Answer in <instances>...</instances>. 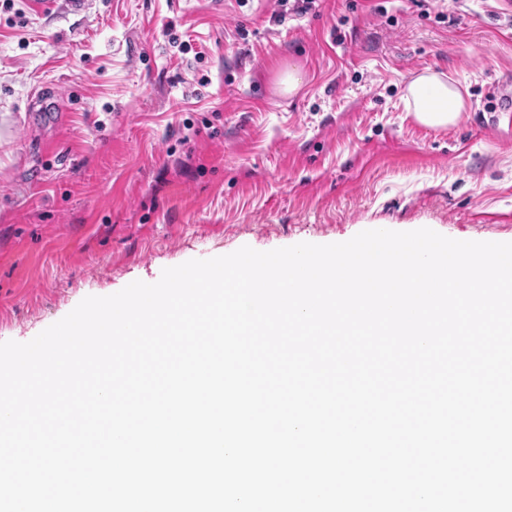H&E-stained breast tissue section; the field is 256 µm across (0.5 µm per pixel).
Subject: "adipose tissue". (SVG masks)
<instances>
[{
  "mask_svg": "<svg viewBox=\"0 0 512 512\" xmlns=\"http://www.w3.org/2000/svg\"><path fill=\"white\" fill-rule=\"evenodd\" d=\"M405 101L416 120L431 128L454 124L465 108L461 90L434 73L413 79L406 88Z\"/></svg>",
  "mask_w": 512,
  "mask_h": 512,
  "instance_id": "obj_1",
  "label": "adipose tissue"
}]
</instances>
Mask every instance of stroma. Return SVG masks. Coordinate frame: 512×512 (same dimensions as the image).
<instances>
[{"instance_id": "35a3bbf8", "label": "stroma", "mask_w": 512, "mask_h": 512, "mask_svg": "<svg viewBox=\"0 0 512 512\" xmlns=\"http://www.w3.org/2000/svg\"><path fill=\"white\" fill-rule=\"evenodd\" d=\"M211 2L0 0V342L244 246L512 242V133L486 124L512 0ZM427 70L462 90L455 125L408 111Z\"/></svg>"}]
</instances>
